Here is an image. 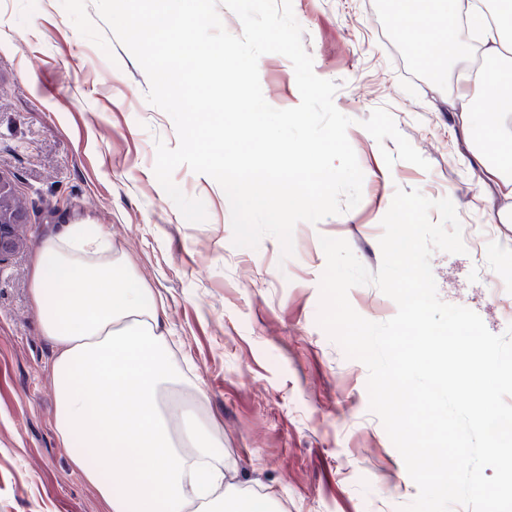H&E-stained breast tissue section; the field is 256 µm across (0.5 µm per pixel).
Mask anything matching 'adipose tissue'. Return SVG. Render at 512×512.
Segmentation results:
<instances>
[{"label":"adipose tissue","mask_w":512,"mask_h":512,"mask_svg":"<svg viewBox=\"0 0 512 512\" xmlns=\"http://www.w3.org/2000/svg\"><path fill=\"white\" fill-rule=\"evenodd\" d=\"M474 11L479 44L463 41L456 26L463 0H391L403 37L419 45L421 66L434 79L447 65L479 59L451 96L477 144L496 143L486 171L504 206L491 223H512V0H490ZM496 111H477L476 97ZM32 297L56 354L54 431L61 448L104 512H275L270 495L255 499L223 489L215 466L218 442L192 407L172 413L169 395L183 367L162 327L163 305L98 224H66L37 251Z\"/></svg>","instance_id":"adipose-tissue-1"}]
</instances>
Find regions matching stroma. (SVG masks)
I'll return each instance as SVG.
<instances>
[{"label": "stroma", "mask_w": 512, "mask_h": 512, "mask_svg": "<svg viewBox=\"0 0 512 512\" xmlns=\"http://www.w3.org/2000/svg\"><path fill=\"white\" fill-rule=\"evenodd\" d=\"M317 76L334 81L336 108L364 174L351 210L298 223L294 253L277 238L232 243L227 196L181 166L172 179L204 202L185 220L154 174L156 143H178L171 117L148 103L149 80L100 18L95 0H0V176L21 197V240L0 267V512H102L96 490L60 448L53 422L55 352L31 298L37 249L65 224H100L164 304V330L220 447L224 485L258 487L281 512H399L418 488L369 409L368 369L318 324L326 257L320 236L346 240L370 271L381 265V221L396 189L450 198L465 253L433 252L439 298L475 311L492 333L512 327V224L448 87L435 81L373 0H292ZM278 109L301 97L291 62H258ZM349 301L374 322L396 303L374 285Z\"/></svg>", "instance_id": "35a3bbf8"}]
</instances>
